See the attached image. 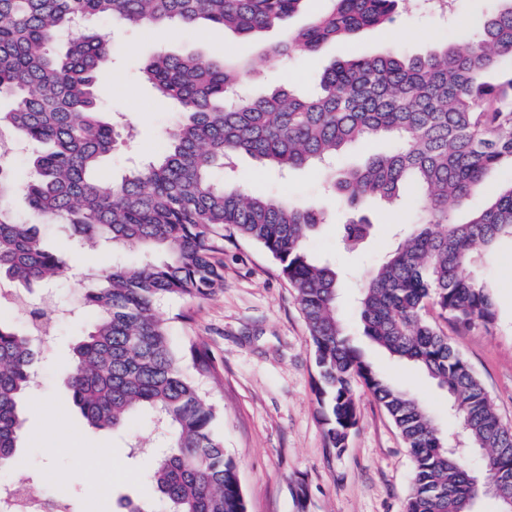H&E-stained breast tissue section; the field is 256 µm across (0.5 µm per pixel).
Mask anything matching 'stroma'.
<instances>
[{"mask_svg": "<svg viewBox=\"0 0 512 512\" xmlns=\"http://www.w3.org/2000/svg\"><path fill=\"white\" fill-rule=\"evenodd\" d=\"M326 0H310L307 11L285 26L246 40L221 29L185 28L175 33L155 28H131L109 20L96 30L110 45V56L96 79V95L103 111L112 115L122 135L101 165L107 179H119L157 148L164 132L183 117L179 107L159 97L142 77L144 62L158 50L218 58L230 53L255 63L254 73L240 94L254 97L276 86L306 92L317 87L323 71L350 56L375 54L384 44L383 32L412 56L443 45L458 46L474 24L493 7L492 0H453L448 15L414 10L399 4L387 29L366 27L350 38L324 45L303 59L272 55L271 47L286 29L306 25L326 9ZM236 181L248 189L282 195L322 210L326 224L311 238L317 260L336 262L344 272L342 315L350 334L360 337L366 358L403 390L423 399L439 428H448L446 394L426 374L392 360L381 348L362 339L354 302L363 275L394 247L392 228L399 220L394 207L375 200L362 204L373 224L371 235L351 253L343 248L344 225L351 216L345 203L327 189L320 172L312 169L280 174L248 156H239ZM9 210L38 225L44 244L69 260L68 270L51 287L56 301L72 310L61 319L52 342L41 347L28 401L34 410L24 423L27 437L21 454L26 474L46 495L72 488L80 512H116L120 497H146L140 479L144 459L130 453L132 442L151 446L154 426L149 416L134 417L120 432L88 428L72 407L64 367L73 343L83 334L85 309L75 282L111 266L113 260L141 263L142 252H118L102 246L73 255L68 228L33 213L23 194L8 202ZM224 285L191 302L161 304L163 316L187 313L188 321L173 325V340L205 344L221 375L203 388L216 407V432L225 452L234 458L247 512H404L410 490L412 462L394 424L363 384H356L358 423L343 451L327 448L315 394L313 354L295 294L281 276L276 261L258 244L228 240L220 256ZM484 278L497 302V318L490 330H465L430 311L429 317L468 361L483 383L501 420L512 425V240L502 239ZM56 406V413L36 412V405ZM112 460L113 477H106L100 456ZM305 486L307 497L295 491Z\"/></svg>", "mask_w": 512, "mask_h": 512, "instance_id": "obj_1", "label": "stroma"}]
</instances>
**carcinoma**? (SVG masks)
I'll list each match as a JSON object with an SVG mask.
<instances>
[{"mask_svg": "<svg viewBox=\"0 0 512 512\" xmlns=\"http://www.w3.org/2000/svg\"><path fill=\"white\" fill-rule=\"evenodd\" d=\"M309 0H0V131L43 146L24 179L0 164V280L46 288L65 268L36 224L6 212L21 190L37 214L69 227L82 246L143 249L152 259L115 263L83 286L92 311L72 347L66 385L89 428L115 430L134 415L156 419L160 444L142 481L152 501L124 499L123 512H246L237 465L214 432L217 412L201 379L218 368L196 341L177 346L166 300H192L224 284V231L252 241L277 262L294 289L313 351L315 391L326 445L346 447L358 422L354 385L362 381L399 430L413 462L405 512H476L494 483L512 494V426L496 415L466 359L426 318L430 308L461 328H488L497 307L480 275L483 258L512 238V0H494L461 47L423 56L388 48L341 60L317 89L290 88L233 100L249 63L156 52L143 78L174 100L185 119L159 151L110 183L99 176L118 132L95 94L108 42L93 25L205 24L244 39L280 25ZM330 9L272 48L282 57L314 53L328 40L392 20L398 0H329ZM396 140L361 167L334 166L348 145ZM247 154L279 171L323 169L336 194L404 199L415 221L395 249L358 284L363 333L393 357L420 367L448 395L455 428L440 431L427 405L395 388L346 334L336 265L313 259L309 239L322 212L281 197L218 183L214 172ZM470 210L468 221L454 211ZM371 224L345 227L354 246ZM31 324L0 320V470L20 454L24 399L32 388ZM484 450L480 470L470 454Z\"/></svg>", "mask_w": 512, "mask_h": 512, "instance_id": "carcinoma-1", "label": "carcinoma"}]
</instances>
